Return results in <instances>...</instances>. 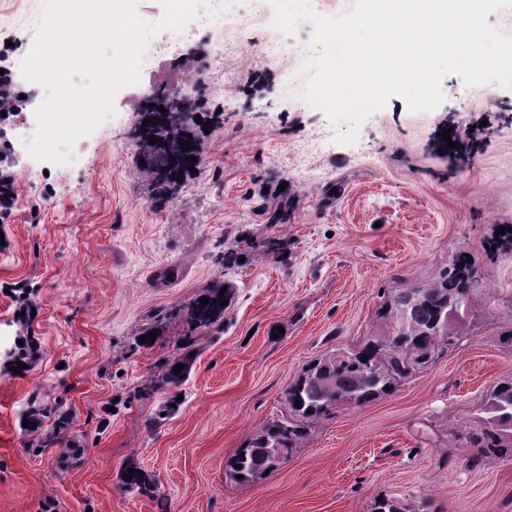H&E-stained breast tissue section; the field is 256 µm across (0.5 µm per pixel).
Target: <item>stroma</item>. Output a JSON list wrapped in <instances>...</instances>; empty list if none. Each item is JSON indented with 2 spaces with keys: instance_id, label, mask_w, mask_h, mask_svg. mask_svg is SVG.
Segmentation results:
<instances>
[{
  "instance_id": "35a3bbf8",
  "label": "stroma",
  "mask_w": 512,
  "mask_h": 512,
  "mask_svg": "<svg viewBox=\"0 0 512 512\" xmlns=\"http://www.w3.org/2000/svg\"><path fill=\"white\" fill-rule=\"evenodd\" d=\"M43 3L0 0V41L22 39L12 73L27 116L0 133L13 187L0 211V512H372L381 497L406 512H512V461L469 467L454 436L512 379V250L485 249L496 225L512 224V88L450 73L435 109L390 97L343 144L303 97L312 22L287 33L270 0H205L188 32L148 40L142 65L168 40L173 66L207 59L225 16L253 23L216 86L197 88L211 123L203 162L160 204L138 172V114L122 95L66 163L29 154L46 91L19 63ZM268 41L292 56L266 62ZM450 128L470 135L464 154L439 153ZM282 184L294 208L271 224L256 205L276 206ZM265 238L287 253L249 250ZM227 247L245 252L238 267L217 262ZM459 252L478 275L448 351L393 394L314 423L277 470L234 480L228 460L286 411L300 371L382 334L384 300L431 284ZM217 283L233 293L223 331L156 324ZM151 330L153 346L141 345ZM182 357L183 382L141 399L156 365ZM130 467L154 476L152 495L128 490Z\"/></svg>"
}]
</instances>
